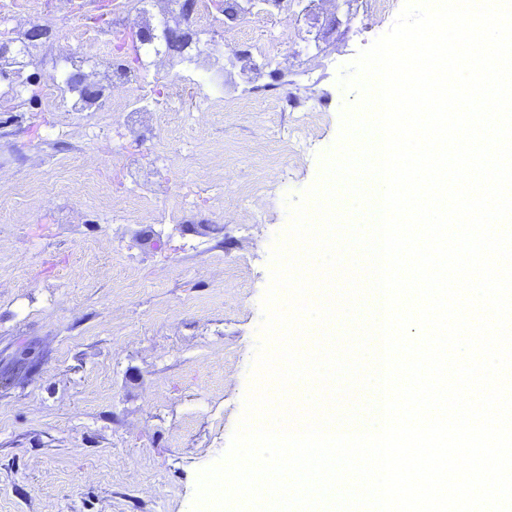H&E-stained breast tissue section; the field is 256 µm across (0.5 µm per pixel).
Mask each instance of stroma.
Returning a JSON list of instances; mask_svg holds the SVG:
<instances>
[{
	"instance_id": "obj_1",
	"label": "stroma",
	"mask_w": 512,
	"mask_h": 512,
	"mask_svg": "<svg viewBox=\"0 0 512 512\" xmlns=\"http://www.w3.org/2000/svg\"><path fill=\"white\" fill-rule=\"evenodd\" d=\"M234 28L262 65L255 83L280 92L275 69L315 100L310 146L290 161L284 113L262 98L233 105L240 72L222 78L223 111L200 112L184 64L149 67L143 97L170 89L182 102L150 109L152 138L129 146L144 169H165L158 208L194 178L214 185L215 204L179 224H115L99 209L123 120L106 114L93 136L81 114L47 111L48 48L32 50L24 97L0 105V512H191L199 471L228 447L284 201L321 178L347 99L339 71L388 26L354 17L319 51L288 13ZM254 210L264 223H249Z\"/></svg>"
}]
</instances>
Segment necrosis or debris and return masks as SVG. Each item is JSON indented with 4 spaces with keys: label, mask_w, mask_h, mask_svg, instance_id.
Here are the masks:
<instances>
[{
    "label": "necrosis or debris",
    "mask_w": 512,
    "mask_h": 512,
    "mask_svg": "<svg viewBox=\"0 0 512 512\" xmlns=\"http://www.w3.org/2000/svg\"><path fill=\"white\" fill-rule=\"evenodd\" d=\"M149 15L157 27L172 24L173 17L164 8V0H84L82 7L69 8L60 17L67 27V44L54 62L44 88V97L53 112H90V130L102 129L104 113L117 112L124 116L128 126H136L137 116L143 110L140 89L143 71L128 65V58L139 55V48L130 35L133 17ZM98 43L105 52L95 64L96 70L111 73L113 85L122 88V95L104 99L98 107H88L80 92L69 90L67 77L71 70L84 62L82 49L86 44ZM279 111L292 113L288 129V149L293 157H301L307 146L306 127L311 119L312 105L293 95L275 99Z\"/></svg>",
    "instance_id": "necrosis-or-debris-1"
}]
</instances>
